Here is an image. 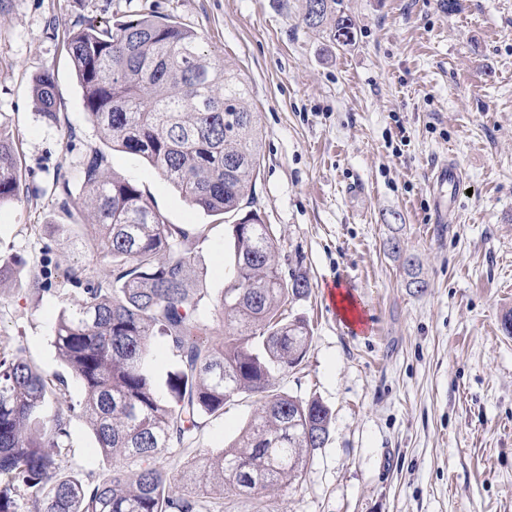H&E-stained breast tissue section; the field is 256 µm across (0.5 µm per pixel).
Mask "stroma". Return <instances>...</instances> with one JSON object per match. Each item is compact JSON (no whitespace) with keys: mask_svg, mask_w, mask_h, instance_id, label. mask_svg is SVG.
<instances>
[{"mask_svg":"<svg viewBox=\"0 0 512 512\" xmlns=\"http://www.w3.org/2000/svg\"><path fill=\"white\" fill-rule=\"evenodd\" d=\"M303 0H0V113L20 136L28 200L0 208V250L38 261L60 167L101 141L89 122L66 39L89 22L143 13L196 31L245 81L261 130L254 210L281 256L301 257L309 294L291 304L312 339L283 391L320 399L330 438L276 512H512V0H342L355 23L341 47L302 21ZM53 72L68 125L46 124L33 95ZM166 223L201 226L196 248L212 292L228 282L229 224L189 205L141 157L108 150ZM456 161L454 221L435 224L428 180ZM396 237L426 286L408 287L386 242ZM351 295L360 320L330 297ZM60 293L22 284L0 297V338L45 374ZM256 408L240 397L195 444L168 449L172 469L231 442ZM82 478L102 472L82 417L71 422Z\"/></svg>","mask_w":512,"mask_h":512,"instance_id":"1","label":"stroma"}]
</instances>
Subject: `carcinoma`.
I'll return each instance as SVG.
<instances>
[{"label": "carcinoma", "instance_id": "carcinoma-1", "mask_svg": "<svg viewBox=\"0 0 512 512\" xmlns=\"http://www.w3.org/2000/svg\"><path fill=\"white\" fill-rule=\"evenodd\" d=\"M339 2L305 0L303 20L346 45L353 23ZM67 47L100 140L144 158L205 214L235 217L232 277L215 298L224 336L212 337L205 316L210 293L194 254L204 230L166 223L103 150L89 147L57 173L55 190L62 212L80 217L96 264L31 269L26 278L37 293L53 284L70 290L52 344L82 400L67 399L66 377L44 374L24 347L0 348V512H224L225 500L243 493L267 504L258 512H274L283 486L328 441L331 415L320 400L277 387L311 343L308 321L286 316L309 283L299 263L282 277L272 225L244 211L261 167L246 85L205 53L197 33L153 14L90 23ZM33 92L41 118L60 124L54 76L39 75ZM25 186L15 134L0 114V207L21 201ZM387 244L408 286L426 287L400 240ZM24 266L1 253L0 287ZM158 341L172 355L164 379L149 364ZM242 394L259 405L238 436L174 474L164 452L186 447L204 418L223 415ZM77 413L110 463L96 480L66 468Z\"/></svg>", "mask_w": 512, "mask_h": 512}]
</instances>
